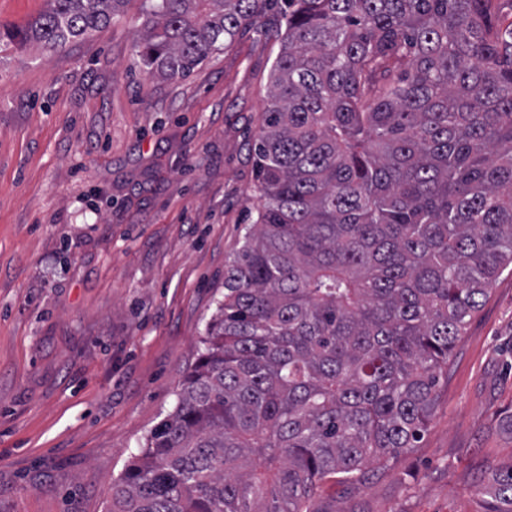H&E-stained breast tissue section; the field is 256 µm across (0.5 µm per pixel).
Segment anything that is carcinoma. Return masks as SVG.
<instances>
[{
	"mask_svg": "<svg viewBox=\"0 0 512 512\" xmlns=\"http://www.w3.org/2000/svg\"><path fill=\"white\" fill-rule=\"evenodd\" d=\"M127 0H47L0 41L58 49ZM512 0H143L142 65L184 77L269 12L262 207L175 410L110 512H308L417 447L439 375L512 267ZM512 512V468L488 478Z\"/></svg>",
	"mask_w": 512,
	"mask_h": 512,
	"instance_id": "cac0c4a2",
	"label": "carcinoma"
}]
</instances>
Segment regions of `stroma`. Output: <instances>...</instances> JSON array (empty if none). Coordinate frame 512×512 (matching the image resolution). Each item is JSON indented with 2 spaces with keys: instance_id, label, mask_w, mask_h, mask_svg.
Segmentation results:
<instances>
[{
  "instance_id": "stroma-1",
  "label": "stroma",
  "mask_w": 512,
  "mask_h": 512,
  "mask_svg": "<svg viewBox=\"0 0 512 512\" xmlns=\"http://www.w3.org/2000/svg\"><path fill=\"white\" fill-rule=\"evenodd\" d=\"M141 7L57 50L0 42V512H108L261 205L277 16L166 79L135 48ZM437 393L417 448L325 482L310 512H486L512 466V271Z\"/></svg>"
}]
</instances>
